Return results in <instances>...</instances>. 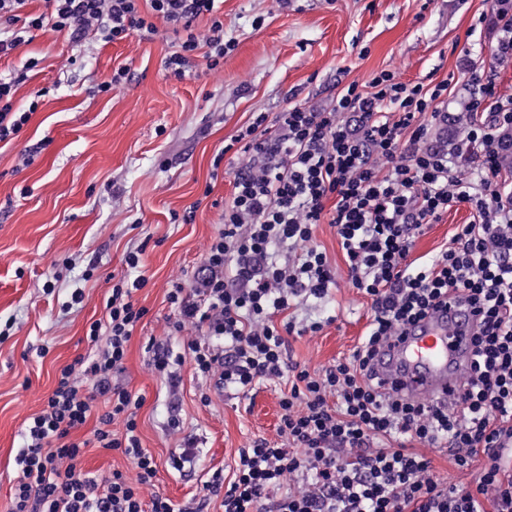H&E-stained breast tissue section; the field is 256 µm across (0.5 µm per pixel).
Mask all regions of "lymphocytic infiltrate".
Returning <instances> with one entry per match:
<instances>
[{
    "label": "lymphocytic infiltrate",
    "instance_id": "f902f5d3",
    "mask_svg": "<svg viewBox=\"0 0 512 512\" xmlns=\"http://www.w3.org/2000/svg\"><path fill=\"white\" fill-rule=\"evenodd\" d=\"M0 0V56L49 30L82 44L112 43L159 24L186 36L166 62L184 77L197 59L220 67L235 49L225 39L215 0ZM209 26L194 33L193 23ZM21 76L0 77V141L17 137L36 105L15 108ZM447 83H406L381 71L367 86L345 87L332 109L296 105L275 119L257 114L232 142L242 166L220 215L201 276L172 283L171 333L201 331L187 355L202 380L242 393L263 382L287 381L280 443L253 439L239 449L232 481L213 473L220 512H512V474L501 465L512 445V188L498 173V131L512 126V96L494 76L471 103L480 113L465 151L480 162L477 176L452 168L447 154L426 145L428 116L437 115ZM466 203L470 223L425 261L411 251L425 226ZM336 230L349 284L370 301L368 330L345 358L312 369L292 361L291 336L316 334L319 321L291 311L325 299L336 271L314 241L317 224ZM144 248L125 257L128 269L111 288L105 315L91 322L86 354L59 370L42 409L28 419L12 488L10 512H173L154 485L153 456L141 446L137 412L145 398L115 385L129 343L146 316L135 300L147 284ZM458 297L480 317L475 369L460 395L415 404L382 394L369 377L378 348L400 328ZM104 411L93 415V403ZM122 422L115 431L114 422ZM89 437H79L82 428ZM119 453L135 465L137 482L120 470L98 475L84 467L88 446ZM446 448L458 468H478L475 485L435 478L427 449Z\"/></svg>",
    "mask_w": 512,
    "mask_h": 512
}]
</instances>
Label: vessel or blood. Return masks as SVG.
I'll list each match as a JSON object with an SVG mask.
<instances>
[{
	"mask_svg": "<svg viewBox=\"0 0 512 512\" xmlns=\"http://www.w3.org/2000/svg\"><path fill=\"white\" fill-rule=\"evenodd\" d=\"M477 324L472 308L452 304L391 337L373 365L381 392L416 402L458 392L472 365Z\"/></svg>",
	"mask_w": 512,
	"mask_h": 512,
	"instance_id": "obj_1",
	"label": "vessel or blood"
}]
</instances>
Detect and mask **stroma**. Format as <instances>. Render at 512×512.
Listing matches in <instances>:
<instances>
[{"label": "stroma", "mask_w": 512, "mask_h": 512, "mask_svg": "<svg viewBox=\"0 0 512 512\" xmlns=\"http://www.w3.org/2000/svg\"><path fill=\"white\" fill-rule=\"evenodd\" d=\"M224 36L235 50L215 71L176 78L164 68L179 34L92 39L72 50L63 38L34 32L30 43L0 58V75L39 61L19 85L15 106H39L18 139L0 142V512L10 510L12 485L28 418L38 413L63 365L89 351L85 332L104 314L113 276L125 273L127 252L145 246L148 283L138 292L148 313L135 330L118 381L143 395L137 414L141 445L155 457V487L144 499L167 497L175 512H195L214 472L231 477L237 449L251 439L279 442L276 384L248 395L225 391L203 402L209 386L191 363L178 372L177 392L152 372L147 346L163 341L183 353L197 332L169 333L166 300L172 282L192 281L219 229L222 203L232 196L237 163L213 158L256 113L276 117L296 104L333 106L348 84L367 83L384 70L405 82H448V103L432 133L453 166L476 173L462 155L474 71L496 68L501 94L512 95V61L493 59L499 14L512 0H219ZM79 63L67 67L71 54ZM128 67L127 81L103 93L97 83ZM47 140L42 154L21 165L30 140ZM193 223L178 222L190 205ZM471 209L460 204L426 225L413 254L430 258L447 246ZM314 240L336 269V283L321 303L299 317L323 321L315 335L291 337L293 361L316 368L350 356L370 321V302L348 282L336 231L317 225ZM84 299L70 306L73 288ZM177 416L178 429L168 427ZM192 443V468L175 469L174 448Z\"/></svg>", "instance_id": "obj_1"}]
</instances>
